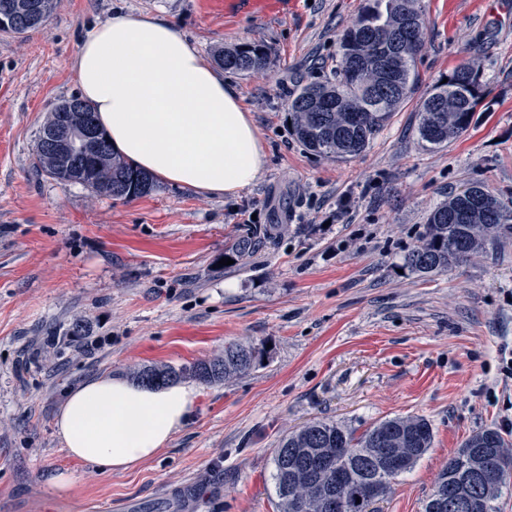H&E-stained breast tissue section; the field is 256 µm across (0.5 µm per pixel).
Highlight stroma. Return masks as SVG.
Masks as SVG:
<instances>
[{
  "label": "stroma",
  "instance_id": "obj_1",
  "mask_svg": "<svg viewBox=\"0 0 512 512\" xmlns=\"http://www.w3.org/2000/svg\"><path fill=\"white\" fill-rule=\"evenodd\" d=\"M364 4L297 0L283 19L228 22L205 0H55L39 28L0 35V512H275L283 434L407 416L428 419L434 442L380 509L423 512L469 436L494 428L512 443V243L444 273L404 261L430 210L470 184L512 211V0H421L413 93L364 152L321 157L292 134L288 102L335 78ZM119 13L160 16L209 57L270 48L266 70L229 75L266 151L238 197L158 181L115 199L37 173L46 113L79 94L81 38ZM463 62L481 102L462 136L432 147L419 105ZM253 222L271 226V243L221 266ZM78 323L90 335H73ZM230 342L255 345L261 364L198 384L189 422L154 458L103 473L65 450L55 418L69 390L209 360Z\"/></svg>",
  "mask_w": 512,
  "mask_h": 512
}]
</instances>
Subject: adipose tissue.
<instances>
[{
	"mask_svg": "<svg viewBox=\"0 0 512 512\" xmlns=\"http://www.w3.org/2000/svg\"><path fill=\"white\" fill-rule=\"evenodd\" d=\"M73 73L114 149L162 182L234 197L261 175L265 148L235 87L164 19L118 14L95 25ZM196 398L187 383L157 388L102 377L69 394L56 427L71 456L124 471L168 444Z\"/></svg>",
	"mask_w": 512,
	"mask_h": 512,
	"instance_id": "1",
	"label": "adipose tissue"
}]
</instances>
